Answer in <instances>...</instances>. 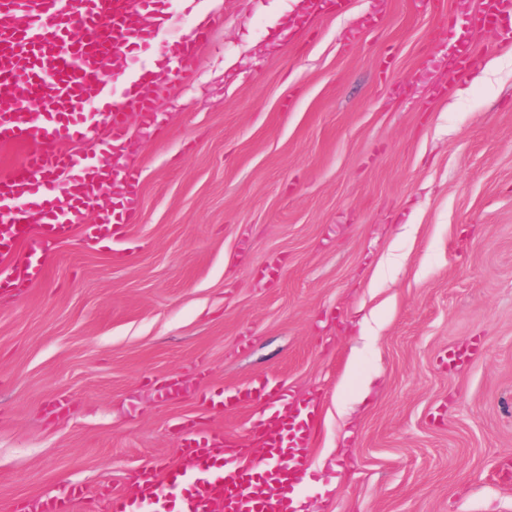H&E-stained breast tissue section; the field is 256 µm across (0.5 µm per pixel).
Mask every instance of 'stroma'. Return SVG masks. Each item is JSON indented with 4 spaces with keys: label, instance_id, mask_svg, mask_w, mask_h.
<instances>
[{
    "label": "stroma",
    "instance_id": "35a3bbf8",
    "mask_svg": "<svg viewBox=\"0 0 512 512\" xmlns=\"http://www.w3.org/2000/svg\"><path fill=\"white\" fill-rule=\"evenodd\" d=\"M223 2L136 137L122 259L56 244L0 297V512L76 484L111 512L177 462V422L245 435L255 406L203 395L261 374L316 404L304 512H512V43L458 0H322L297 28V0Z\"/></svg>",
    "mask_w": 512,
    "mask_h": 512
}]
</instances>
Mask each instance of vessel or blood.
<instances>
[{"mask_svg": "<svg viewBox=\"0 0 512 512\" xmlns=\"http://www.w3.org/2000/svg\"><path fill=\"white\" fill-rule=\"evenodd\" d=\"M169 22V0H0V87L13 91L0 103V146L26 148L0 176V294L37 286L51 243L75 234L85 244L124 242L140 204L141 174L124 159L130 126L155 127L162 73L191 82L197 51L224 16L204 12L159 60L131 66V51L158 43ZM116 180L124 187L117 203L107 191ZM17 199L26 210L11 209ZM91 210L98 223H86ZM254 403L274 410L239 440L187 426L177 467L137 472L135 492L113 494L112 512H143L147 503L170 512H301L297 487L312 469L318 416L265 374L210 401L217 410ZM90 497L76 486L67 497L44 495L17 510L74 512Z\"/></svg>", "mask_w": 512, "mask_h": 512, "instance_id": "vessel-or-blood-1", "label": "vessel or blood"}]
</instances>
